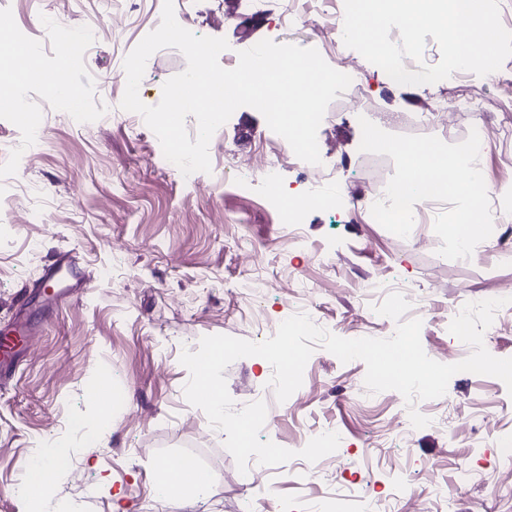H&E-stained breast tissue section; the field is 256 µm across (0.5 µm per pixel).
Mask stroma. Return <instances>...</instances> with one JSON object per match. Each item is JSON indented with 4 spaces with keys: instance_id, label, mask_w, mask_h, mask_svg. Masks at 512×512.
Segmentation results:
<instances>
[{
    "instance_id": "stroma-1",
    "label": "stroma",
    "mask_w": 512,
    "mask_h": 512,
    "mask_svg": "<svg viewBox=\"0 0 512 512\" xmlns=\"http://www.w3.org/2000/svg\"><path fill=\"white\" fill-rule=\"evenodd\" d=\"M283 0H194L177 21L198 36L222 37L229 54L260 40L316 48L326 62L353 58L357 89L339 93L317 134L321 150L342 162L344 187L368 182L363 166L360 117L383 130L422 132L447 143L465 140L487 123L489 139L480 170L512 207V101L489 94L488 77L468 74L451 84L400 85L357 51L326 46L315 26L323 7L312 0L290 26L278 23ZM7 0L0 21L41 46L38 69L26 82L40 111L45 145L24 150L14 112L0 103V147L17 153L15 190H34L31 206L0 214V330L26 311L20 297L59 253L78 250L87 285L41 312L39 333L29 341L12 377L0 383V512H37L17 496L24 464L46 436L68 448L69 468L48 466L43 492L54 512H312L321 500L353 490L340 512L357 500L378 502L381 512H512V470L499 459L512 448V394L494 377L460 372L444 396L423 407L429 426L403 431L405 400L387 390L369 393L362 361L341 362L316 348L302 386L280 403L260 440L293 450L295 458L269 467L257 482L243 481L224 433L185 399L189 373L179 358L197 351L207 335L252 342L274 334L304 309L337 336L388 338L393 334L375 306L373 286L409 288L423 305L421 343L426 354L453 363L471 348L448 326L462 302L512 284V222L494 227L467 260L439 255L432 225H414L398 237L366 210L344 203L330 210L306 208L296 229L281 221L279 197L302 194L307 181L298 166L283 167L276 190L250 179H227L224 158L279 161L283 142L254 108H238L209 144L210 172L196 183L162 170L161 146L144 120L121 109L126 56L153 31L160 0ZM66 28L95 34L89 54L61 64L45 39L49 16ZM66 84L83 96V124L56 111L42 93L58 67ZM186 67L174 48L148 60L139 96L157 105L169 78ZM485 94L487 109L462 112L451 127L414 129L412 114L430 111L453 95ZM302 243H295V236ZM109 269L111 278L100 277ZM275 280L263 294L240 289L249 274ZM236 407L265 395L271 374L258 356L234 361L223 372ZM125 404L111 406V390ZM332 430L338 449L316 462L298 457L305 436ZM194 458L215 475L199 488L160 492L162 467ZM472 473L457 481L459 469Z\"/></svg>"
}]
</instances>
